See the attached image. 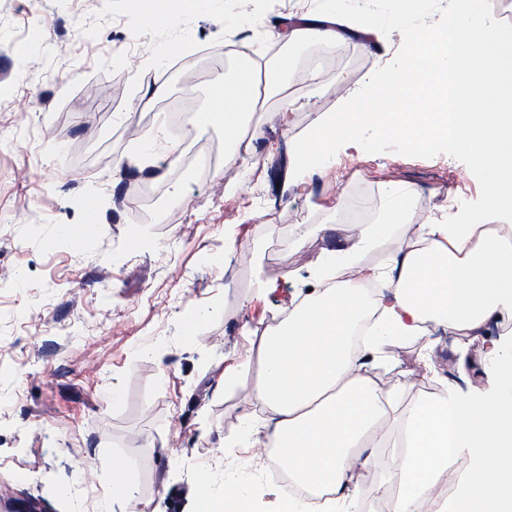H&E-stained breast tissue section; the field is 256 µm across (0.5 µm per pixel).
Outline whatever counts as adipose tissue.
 Wrapping results in <instances>:
<instances>
[{
    "label": "adipose tissue",
    "mask_w": 512,
    "mask_h": 512,
    "mask_svg": "<svg viewBox=\"0 0 512 512\" xmlns=\"http://www.w3.org/2000/svg\"><path fill=\"white\" fill-rule=\"evenodd\" d=\"M352 0H327L291 29L294 42L330 48L379 37L383 27L407 24L406 14L365 15L349 22ZM139 18L159 28L203 0H133ZM445 24L415 28L408 58L386 73L375 92L344 103L306 137L292 140L294 169L334 165L337 143L355 140L368 125L416 149L436 143L466 157L484 186L480 210L452 224L416 225L407 245L386 266L360 256L392 237L391 224H365L347 243L328 250L308 272L313 284L292 298L286 319L263 339L261 374L252 397L265 415L266 442L290 462L292 478L326 492V512H353L358 500L403 490L395 512H420L422 502L460 467L459 492L447 512H512V336L494 341L489 356L493 388L482 395L450 385L418 398L403 416L408 448L382 483L365 482L373 464L368 449L389 440L384 425L400 392L378 385L372 362L384 346L413 339L423 350L433 332L478 336L489 325L512 321V27L493 26L480 0H450ZM279 68L239 71L211 86L212 106L201 122L221 121L228 146L224 167L237 170L235 143L261 93L282 89ZM427 89L412 112L397 111L403 90ZM350 276L341 280L339 269ZM382 280L377 294L367 286ZM197 512H254L235 482L214 489L197 483Z\"/></svg>",
    "instance_id": "obj_1"
}]
</instances>
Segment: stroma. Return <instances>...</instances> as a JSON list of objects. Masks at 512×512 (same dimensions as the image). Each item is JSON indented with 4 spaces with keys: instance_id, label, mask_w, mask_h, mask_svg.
Here are the masks:
<instances>
[{
    "instance_id": "obj_1",
    "label": "stroma",
    "mask_w": 512,
    "mask_h": 512,
    "mask_svg": "<svg viewBox=\"0 0 512 512\" xmlns=\"http://www.w3.org/2000/svg\"><path fill=\"white\" fill-rule=\"evenodd\" d=\"M322 0H208L160 29L130 0H0V512H113L112 472L130 463L146 512H195L180 498L200 476L235 481L273 512L283 488L262 463H225V443L245 414L263 437L264 414L248 385L228 392L224 372L249 382L250 350L279 325L301 275L357 231L346 214L366 204L373 224L389 218L386 190L417 188L408 223L449 219V201L476 211L483 184L465 161L435 145L418 151L364 128L332 168L288 180L289 142L363 94L398 65L407 34L323 52L315 44L263 37L250 22L279 29L284 15ZM233 44L266 64L290 62L280 92L261 96L237 147L242 174L224 170L220 122L198 126L216 77L231 74ZM177 41L180 55H162ZM166 88L164 97L150 93ZM302 107L289 111V100ZM182 155H215L206 170L166 165L167 137ZM158 143L153 167L117 166L142 138ZM97 222L86 226L88 200ZM336 227L335 238L322 225ZM276 289L257 298L259 282ZM199 317L194 328L185 318ZM388 347L375 363L381 386L404 384L405 414L440 392L453 337L436 332Z\"/></svg>"
}]
</instances>
